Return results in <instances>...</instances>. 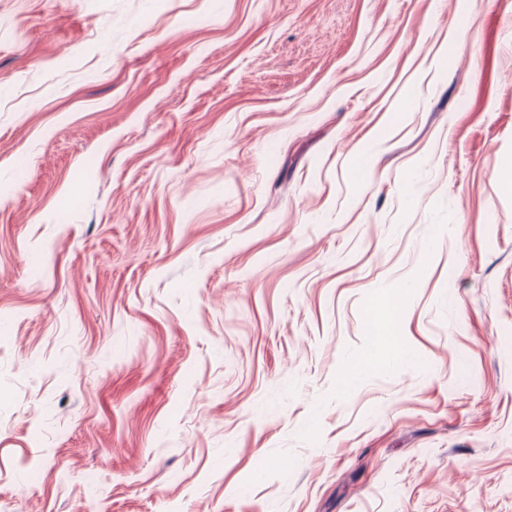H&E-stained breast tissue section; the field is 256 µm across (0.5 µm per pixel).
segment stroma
Listing matches in <instances>:
<instances>
[{
  "instance_id": "stroma-1",
  "label": "stroma",
  "mask_w": 512,
  "mask_h": 512,
  "mask_svg": "<svg viewBox=\"0 0 512 512\" xmlns=\"http://www.w3.org/2000/svg\"><path fill=\"white\" fill-rule=\"evenodd\" d=\"M509 166L512 0H0V512H512Z\"/></svg>"
}]
</instances>
